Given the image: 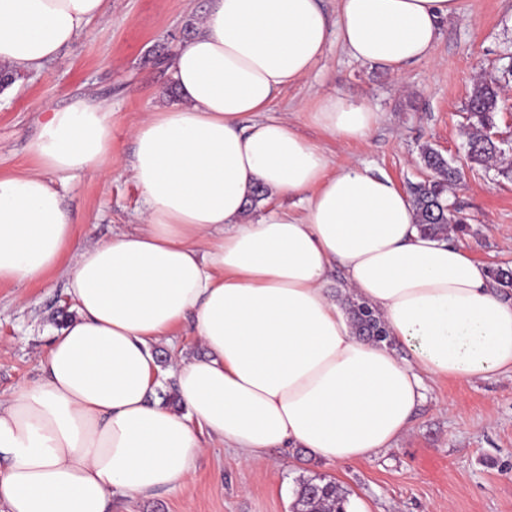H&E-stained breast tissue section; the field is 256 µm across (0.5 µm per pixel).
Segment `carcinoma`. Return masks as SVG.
<instances>
[{
    "instance_id": "1",
    "label": "carcinoma",
    "mask_w": 512,
    "mask_h": 512,
    "mask_svg": "<svg viewBox=\"0 0 512 512\" xmlns=\"http://www.w3.org/2000/svg\"><path fill=\"white\" fill-rule=\"evenodd\" d=\"M512 75V66L502 69V77L486 74L473 84L465 106L467 112L466 163L486 169L494 166L499 175L512 179V163L505 162L506 150L488 139L486 132L495 126L500 110L501 78ZM421 160L431 176L410 186L416 224L421 233L436 238H448L449 231L465 234L467 224L460 221L448 193L463 177L462 168L452 165L430 145L421 148ZM489 275L500 292L512 294V268L495 267ZM348 314L354 334L374 343H392L379 315L366 303L348 301ZM348 492L332 479H302L298 483L294 512H348Z\"/></svg>"
}]
</instances>
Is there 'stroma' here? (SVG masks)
Segmentation results:
<instances>
[{
  "label": "stroma",
  "mask_w": 512,
  "mask_h": 512,
  "mask_svg": "<svg viewBox=\"0 0 512 512\" xmlns=\"http://www.w3.org/2000/svg\"><path fill=\"white\" fill-rule=\"evenodd\" d=\"M205 0H112L89 34L36 77L22 76L0 96V175L32 170L27 146L45 110L87 93L112 110L109 175H57L80 239L106 241L138 229L141 193L132 178L130 136L153 107L170 102L172 77L158 54L175 47ZM512 54V0H460L431 58L394 78L350 58L331 42L311 76L272 110L320 141L338 165L356 163L398 186L422 179L420 152L448 159L466 152L465 105L478 72ZM336 90L370 103L381 120L363 142L344 145L307 123L300 106L315 91ZM470 231L459 238L479 262L512 264V181L477 166L451 195ZM65 266L37 284L0 283V398L41 375L40 360L70 309ZM425 398L408 429L370 458L328 463L302 448H277L247 463L208 441L184 485L146 497L114 494L112 512H292L300 478H331L349 493L352 512H512V372L471 382L425 379Z\"/></svg>",
  "instance_id": "35a3bbf8"
}]
</instances>
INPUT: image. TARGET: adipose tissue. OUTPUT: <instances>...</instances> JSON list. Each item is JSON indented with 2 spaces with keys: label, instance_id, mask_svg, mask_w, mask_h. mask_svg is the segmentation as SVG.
Instances as JSON below:
<instances>
[{
  "label": "adipose tissue",
  "instance_id": "adipose-tissue-1",
  "mask_svg": "<svg viewBox=\"0 0 512 512\" xmlns=\"http://www.w3.org/2000/svg\"><path fill=\"white\" fill-rule=\"evenodd\" d=\"M459 0H206L167 61L179 101L132 130L141 229L76 237L50 177L112 163L98 98L46 114L28 151L39 169L0 175V282L42 280L71 250L76 318L52 336L41 376L0 401V512H107L113 493L182 486L206 440L247 462L304 448L351 462L391 447L424 399V378L512 371V298L462 246L419 232L410 195L271 116L331 40L401 75L428 58ZM107 12V0H0V66L41 72ZM308 123L365 140L380 115L334 90ZM271 197L245 219L256 185ZM291 205H282V198ZM410 352L355 336L328 274ZM192 321L204 356L171 375L183 404L156 400V343Z\"/></svg>",
  "mask_w": 512,
  "mask_h": 512
}]
</instances>
